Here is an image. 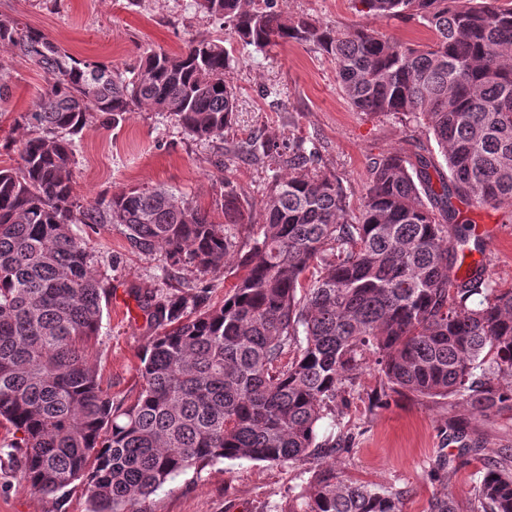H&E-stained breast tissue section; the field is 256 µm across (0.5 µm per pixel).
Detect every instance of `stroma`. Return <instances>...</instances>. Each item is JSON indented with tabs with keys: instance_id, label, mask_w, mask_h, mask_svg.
<instances>
[{
	"instance_id": "1",
	"label": "stroma",
	"mask_w": 512,
	"mask_h": 512,
	"mask_svg": "<svg viewBox=\"0 0 512 512\" xmlns=\"http://www.w3.org/2000/svg\"><path fill=\"white\" fill-rule=\"evenodd\" d=\"M287 16L306 15L345 28L367 23L377 33L401 41L426 42L428 31L415 22L358 13L352 0H276ZM0 13L39 29L74 57L111 64L122 71L147 48L178 53L195 38L223 40L231 49L237 111L223 138L198 140L166 112L137 109L119 123L93 121L76 136L73 191L84 202L111 197L132 187H166L211 213L223 215L217 202L224 180H231L249 207L248 223L233 227L237 243L260 230L258 206L273 171L266 163L233 154L234 145L277 137L304 139L319 151L321 171L338 177L357 213L373 158L397 152L413 154L417 145L435 147L424 125L394 116H367L354 111L340 90L336 72L312 46L288 43L258 52L242 47L222 21L197 10L193 0H0ZM0 63L10 71L12 96L0 104V166L18 162L20 138L14 120L48 87L43 70L9 53ZM223 167H216V158ZM470 224H494L498 238L483 243L486 273L501 287L512 286V209L467 206ZM74 232L94 256L92 270L109 278L112 293L104 307L99 335L89 348L101 385L113 402L134 399L142 384L141 353L153 331L141 309L146 291L177 285L205 286L212 302L224 299L237 274L236 258L217 273L183 271L167 277L161 256L132 249L119 224H77ZM462 407L440 399L385 395L382 377L366 366L335 414L320 423L319 436L349 437L347 450L335 456L350 480L402 494L403 512H432L435 500L449 492L462 512H469L476 483L485 467L512 448V404L482 416H468L477 451L452 478L437 477L441 456L456 457L458 444L448 440V420ZM15 436L0 426V512H89L81 483L64 495H44L20 479L12 449ZM302 468L263 461L236 460L187 472L167 482L141 512H275L295 488L305 484Z\"/></svg>"
}]
</instances>
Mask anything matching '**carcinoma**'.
<instances>
[{"label": "carcinoma", "instance_id": "obj_1", "mask_svg": "<svg viewBox=\"0 0 512 512\" xmlns=\"http://www.w3.org/2000/svg\"><path fill=\"white\" fill-rule=\"evenodd\" d=\"M194 2L257 51L316 47L353 110L425 125L446 169L423 147L410 163L397 153L375 159L352 217L341 181L319 170L304 141L286 154L269 138L239 145L296 174L273 175L261 230L222 303L194 286L144 303L155 332L143 383L115 405L87 356L110 289L71 225L120 224L133 249L163 256L167 275L208 273L224 268L228 228L245 223V211L229 181L222 223L163 187L84 204L72 187V136L136 107L172 114L200 140L222 138L236 112L232 57L221 39H193L117 72L0 14V50L51 77L16 120L19 162L0 167V425L20 434L22 480L45 495L79 480L89 512H137L190 470L265 461L309 473L276 512H401L400 493L353 483L328 461L336 444L319 439L318 425L369 354L394 394L450 399L484 416L512 400L503 385L512 380V288L479 263L461 272L458 260L470 244L481 250L460 205L512 207V0H354L368 16L425 26L430 42L418 46L288 17L274 0ZM315 265L320 275L302 288ZM448 437L471 450L459 421L448 420ZM476 500L470 512H512V451L486 469Z\"/></svg>", "mask_w": 512, "mask_h": 512}]
</instances>
